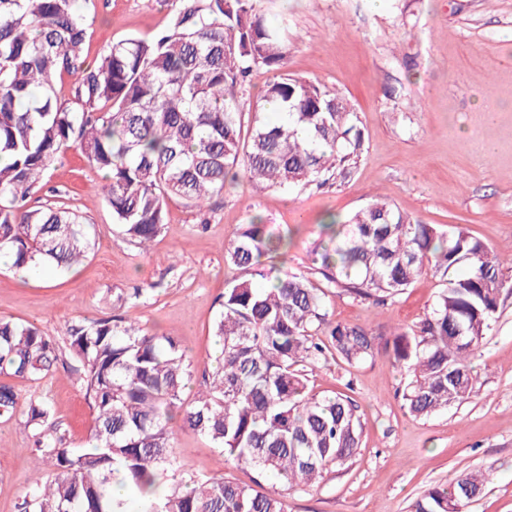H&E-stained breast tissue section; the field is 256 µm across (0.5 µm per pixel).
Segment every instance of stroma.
<instances>
[{
	"instance_id": "35a3bbf8",
	"label": "stroma",
	"mask_w": 512,
	"mask_h": 512,
	"mask_svg": "<svg viewBox=\"0 0 512 512\" xmlns=\"http://www.w3.org/2000/svg\"><path fill=\"white\" fill-rule=\"evenodd\" d=\"M89 23L84 58L130 35L151 38L168 23L160 0H79ZM271 24H286L290 74L336 90L354 108L361 158L346 179L325 186L251 192L240 181L204 209L168 199L167 220L149 250L124 238L101 193V173L71 150L36 192L56 197L88 223L94 249L72 271L46 267L15 274L0 265V317L39 326L57 342L80 318H136L175 337L202 390L217 355L213 325L225 288L240 277L224 246L253 217L286 230L276 265L310 272L313 251L332 234L328 217H346L387 199L421 224L462 225L501 258H512V0H261ZM146 288L129 303L131 288ZM442 289L422 274L404 293L376 306L326 291L330 320L367 328L381 339L422 320ZM79 364L61 350L39 382L15 380L21 396L46 397L72 447L84 446L92 411ZM467 402L428 417L412 415L410 380L391 352L348 365L327 355L305 365L314 397L342 395L356 406L362 433L350 460L319 483L287 492L288 512H412L428 487L478 470L489 475L469 512H512V289H502L498 319L472 362ZM23 415L0 418V512H18L37 466ZM181 474L221 475L251 484L248 468L221 449L178 432Z\"/></svg>"
}]
</instances>
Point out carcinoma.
I'll return each instance as SVG.
<instances>
[{
  "instance_id": "obj_1",
  "label": "carcinoma",
  "mask_w": 512,
  "mask_h": 512,
  "mask_svg": "<svg viewBox=\"0 0 512 512\" xmlns=\"http://www.w3.org/2000/svg\"><path fill=\"white\" fill-rule=\"evenodd\" d=\"M256 2L164 0L165 28L150 39L114 42L90 64L75 0H0V251L11 254L16 272L66 271L91 249L77 212L49 199L28 204L68 149L103 173L114 222L144 247L160 234L171 197L202 208L229 180L284 189L334 179L357 164L363 139L353 108L326 86L288 74V40ZM258 67L273 76L245 112V81ZM66 76L73 78L68 102L56 91ZM262 101L280 121H266ZM285 245L259 218L225 247L242 276L224 289L215 324L221 352L189 403L183 395L193 373L174 337L121 315L69 326L92 409L86 446L71 447L48 402L29 399L23 427L41 469L19 512H127L125 501L112 498L117 477L140 512H286L279 495L223 476L189 475L166 492L160 487L177 466L176 419L222 449L224 460L250 467L258 485L277 477L290 490L310 486L354 455L361 435L354 404L309 395L299 366L327 351L358 364L378 344L362 326L328 321L327 287L377 305L426 271L445 278L431 311L394 334L392 356L411 374L405 400L412 414L428 417L470 398V361L506 287L500 257L481 240L459 226L417 224L374 200L314 252L326 285L288 270L257 284L249 272ZM58 358L40 328L0 317L1 373L36 382ZM19 406L15 386L0 382V417ZM488 482L481 471L464 472L425 490L413 512H456Z\"/></svg>"
}]
</instances>
